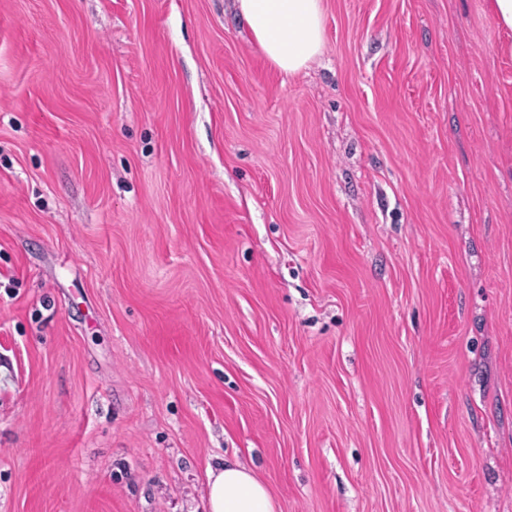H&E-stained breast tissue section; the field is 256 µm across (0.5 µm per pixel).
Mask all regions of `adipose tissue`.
Listing matches in <instances>:
<instances>
[{"label": "adipose tissue", "mask_w": 512, "mask_h": 512, "mask_svg": "<svg viewBox=\"0 0 512 512\" xmlns=\"http://www.w3.org/2000/svg\"><path fill=\"white\" fill-rule=\"evenodd\" d=\"M247 30L262 55L282 74L306 68L325 41L322 0H236ZM208 512H281L252 468L238 460L208 467Z\"/></svg>", "instance_id": "1"}]
</instances>
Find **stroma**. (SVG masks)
<instances>
[{"instance_id": "1", "label": "stroma", "mask_w": 512, "mask_h": 512, "mask_svg": "<svg viewBox=\"0 0 512 512\" xmlns=\"http://www.w3.org/2000/svg\"><path fill=\"white\" fill-rule=\"evenodd\" d=\"M231 2L0 0V512H512V33ZM262 55L282 74L311 63L325 41L323 0H234ZM206 478L208 512H281L267 485L236 459L208 466Z\"/></svg>"}]
</instances>
